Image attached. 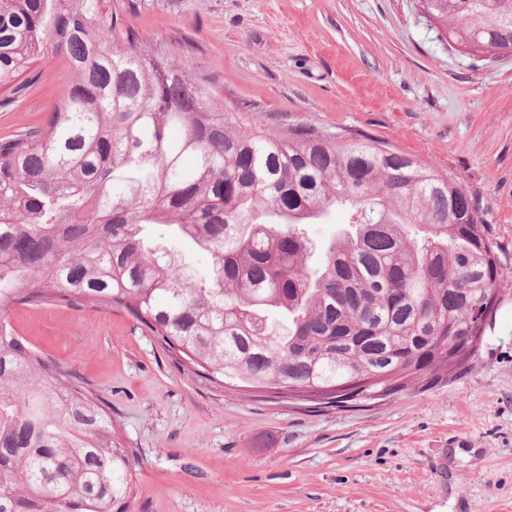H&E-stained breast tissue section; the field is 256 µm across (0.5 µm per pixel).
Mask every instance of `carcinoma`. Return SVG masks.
Segmentation results:
<instances>
[{
	"mask_svg": "<svg viewBox=\"0 0 512 512\" xmlns=\"http://www.w3.org/2000/svg\"><path fill=\"white\" fill-rule=\"evenodd\" d=\"M109 2L0 0V108L47 48L65 74L40 127L0 138V512H123L132 482L102 402L14 331L15 303L123 307L212 382L391 396L471 365L463 342L512 279L458 182L372 139L224 111ZM427 8L448 39L512 48V0ZM336 205L350 225L314 263L304 225Z\"/></svg>",
	"mask_w": 512,
	"mask_h": 512,
	"instance_id": "cac0c4a2",
	"label": "carcinoma"
}]
</instances>
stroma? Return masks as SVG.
<instances>
[{"instance_id":"35a3bbf8","label":"stroma","mask_w":512,"mask_h":512,"mask_svg":"<svg viewBox=\"0 0 512 512\" xmlns=\"http://www.w3.org/2000/svg\"><path fill=\"white\" fill-rule=\"evenodd\" d=\"M140 46L250 120L387 143L455 179L512 259V53L448 46L419 0H120ZM0 110L47 119L51 55ZM106 404L133 459L128 512H512V281L475 365L343 408L197 377L119 307L8 308Z\"/></svg>"}]
</instances>
